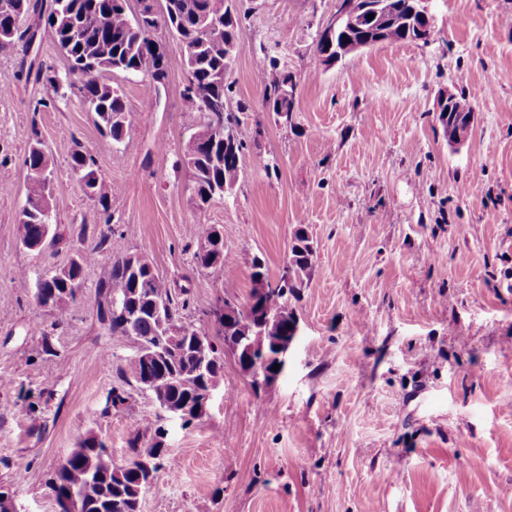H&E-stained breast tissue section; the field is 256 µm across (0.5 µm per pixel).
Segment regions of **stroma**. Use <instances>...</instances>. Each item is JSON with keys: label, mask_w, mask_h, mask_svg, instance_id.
I'll list each match as a JSON object with an SVG mask.
<instances>
[{"label": "stroma", "mask_w": 512, "mask_h": 512, "mask_svg": "<svg viewBox=\"0 0 512 512\" xmlns=\"http://www.w3.org/2000/svg\"><path fill=\"white\" fill-rule=\"evenodd\" d=\"M242 47L227 111L246 142L231 194L196 206L178 162L200 125L183 111L180 42L165 88L111 74L135 116L116 143L80 92L48 100L0 56V482L19 512H56L48 480L84 439L116 463L142 423L165 431L166 456L141 512H512V0H438L435 40L384 43L323 65L317 35L336 0H235ZM295 83L289 120L256 78ZM475 111L449 148L439 96ZM49 151L61 240L22 246L19 214L33 137ZM112 193L87 197L74 148ZM218 226L233 259L202 269L193 255ZM316 258L290 305L301 333L263 389L232 356L206 416L160 411L131 379L135 338L97 318L111 265L101 235L147 256L188 324L214 334V309L246 303L254 258L270 281L297 226ZM94 252L64 322L34 299L36 281ZM123 404L113 405L114 394ZM495 495H488V488Z\"/></svg>", "instance_id": "1"}]
</instances>
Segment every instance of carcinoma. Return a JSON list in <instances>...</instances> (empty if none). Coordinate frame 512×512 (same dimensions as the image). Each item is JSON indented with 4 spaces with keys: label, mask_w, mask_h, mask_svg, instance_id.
Masks as SVG:
<instances>
[{
    "label": "carcinoma",
    "mask_w": 512,
    "mask_h": 512,
    "mask_svg": "<svg viewBox=\"0 0 512 512\" xmlns=\"http://www.w3.org/2000/svg\"><path fill=\"white\" fill-rule=\"evenodd\" d=\"M204 1L212 9L221 11L227 0H163L165 15L159 19L182 43V65L187 72L188 85L182 91L183 111L202 117V123L191 138L194 150L183 152L182 165L190 174V190L194 203L201 207L215 199L224 198V184L234 185L239 179V163L245 148L244 141L230 126L224 113V100L230 85L224 83V71L234 63L226 57L228 49H239V24L233 23L219 38L197 28L191 18L193 6ZM116 0H6L0 9V56L27 52L40 29H47L66 55L70 71H79V91L89 111L96 118L101 134L118 142L125 139L134 124L133 113L127 108L122 94L108 81L115 72L146 73L149 68L168 74L169 61L163 46L151 42L133 22L129 12L115 6ZM383 13L359 30H350L337 36L336 46L343 49V57L354 54V49L366 44L374 46L412 40L413 27L405 6L406 0H383ZM29 20L22 26V19ZM36 82L51 94L63 88L62 78L51 69L38 68ZM259 81L265 84L266 101L274 113L289 118L294 101V89L285 81L275 79L266 83V75ZM448 124L469 125L473 107L465 95L454 97L449 104ZM50 163L39 138L30 144L24 164L33 170ZM71 169L85 194L105 204L111 189L99 179L94 160L77 148L71 154ZM54 188L37 176L29 175L25 204L19 223L26 226L36 253L46 245L54 244L51 200ZM204 238L214 249L194 253L196 265L202 269L222 267L232 260L216 230L207 228ZM112 252V265L98 284V320L112 335L133 336L138 349L150 352L163 344L170 331L180 333L181 340L174 350L145 364L131 360L129 374L136 384L155 399H163L175 406L192 411L210 383L224 379V346L236 337L245 335L252 323L261 316L275 320L272 334L289 328L295 313L288 306L280 285L266 283L267 291L258 307H246L236 320L226 323L224 316H216L219 325L218 340L184 323L175 305L171 288L156 272L144 255L124 250L121 241L105 234L99 248ZM92 254L82 253L68 266L52 273L36 284L44 300H53L50 308L57 321L69 313V304L76 302L75 290L82 287L84 265ZM314 247L304 227L294 232L288 264L289 294L304 287L311 275ZM164 430L146 424L129 440L131 457L128 464L144 457L161 460L167 449L163 444ZM57 512H67L62 499L75 497L82 503L81 512H141L145 490L139 484L136 471L127 464L118 465L112 452L101 441L87 440L75 448L59 464L49 480Z\"/></svg>",
    "instance_id": "carcinoma-1"
}]
</instances>
